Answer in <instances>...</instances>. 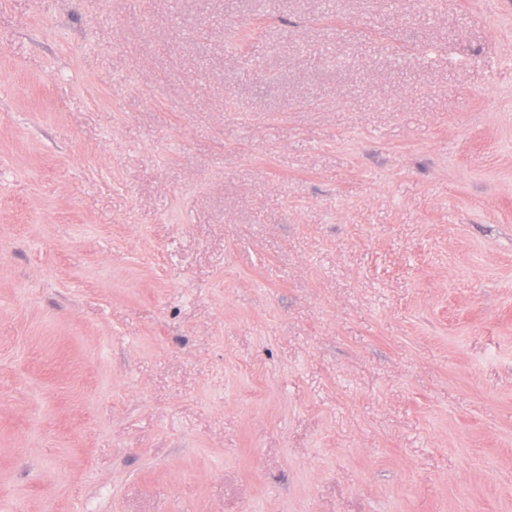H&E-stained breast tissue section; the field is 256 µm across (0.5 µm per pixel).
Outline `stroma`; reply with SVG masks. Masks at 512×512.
I'll return each mask as SVG.
<instances>
[{
  "label": "stroma",
  "mask_w": 512,
  "mask_h": 512,
  "mask_svg": "<svg viewBox=\"0 0 512 512\" xmlns=\"http://www.w3.org/2000/svg\"><path fill=\"white\" fill-rule=\"evenodd\" d=\"M0 512H512V0H0Z\"/></svg>",
  "instance_id": "stroma-1"
}]
</instances>
